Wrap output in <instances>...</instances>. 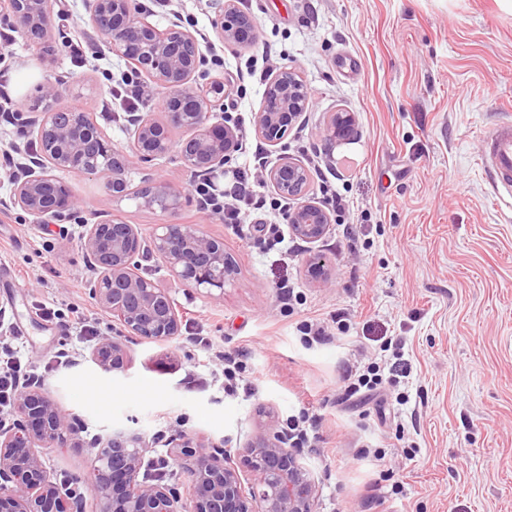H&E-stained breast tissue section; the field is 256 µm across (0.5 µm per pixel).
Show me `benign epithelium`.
<instances>
[{
	"label": "benign epithelium",
	"instance_id": "benign-epithelium-1",
	"mask_svg": "<svg viewBox=\"0 0 512 512\" xmlns=\"http://www.w3.org/2000/svg\"><path fill=\"white\" fill-rule=\"evenodd\" d=\"M66 17L64 0H0V18L13 23L43 61L50 60L49 16L53 5ZM93 30L103 36L113 53L127 61L139 76L135 92L145 112L128 113V149L112 147L90 113L62 103L68 86L48 80L31 112L21 119L39 144L9 175L13 190L0 201L3 208L19 207L38 224H54L78 207L71 187L59 171L87 175L108 174L107 194L114 199L134 196L151 209L171 213L182 193L161 176L146 177L131 187L137 162L147 163L170 153L192 176H210L224 167L240 139L238 129L217 119L229 89L214 80L205 85L195 77L203 53L197 36L180 23L160 29L141 17L137 0H89ZM212 28L219 42L246 46L256 39L254 20L235 4L215 12ZM165 90L155 117L151 104ZM311 100L307 85L292 66L275 68L265 80L260 108L254 113L256 135L277 146L288 130L302 120ZM183 132L174 139L173 132ZM350 113L332 115L326 136L353 133ZM263 180L280 197L295 201L288 210L291 233L315 242L331 230L330 214L307 199L310 173L299 161L280 157L261 170ZM80 247L94 276L88 294L129 336L147 342H166L179 335L181 319L171 289L139 273L138 258L148 253L167 268L172 280L207 294L219 291L236 274L224 240L202 233L193 224L156 225L149 240L133 224L103 219L86 225ZM92 360L105 372L124 370V345L102 337ZM80 420L31 380L14 398L13 407L0 415V512H87L83 487L94 499L95 512H316L317 489L312 475L288 448L282 433L263 434L245 445L250 475L240 471L225 453L204 439L177 428L179 442L171 455L187 474L186 496L160 481L145 478L142 469L152 443L143 436L114 429L105 438L86 444L77 435ZM92 449V470L59 485L47 466L46 448Z\"/></svg>",
	"mask_w": 512,
	"mask_h": 512
}]
</instances>
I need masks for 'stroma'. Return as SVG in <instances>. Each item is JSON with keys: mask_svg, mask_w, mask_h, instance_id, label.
<instances>
[{"mask_svg": "<svg viewBox=\"0 0 512 512\" xmlns=\"http://www.w3.org/2000/svg\"><path fill=\"white\" fill-rule=\"evenodd\" d=\"M140 2L159 28L177 17L212 32L215 0ZM67 3L68 20L50 27V65L0 21L10 36L0 44V92L12 104L0 112L2 198L12 145L36 146L15 115L28 111L42 80H63L65 104L90 107L113 147L129 144L119 96L129 67L92 30L87 0ZM237 4L256 22L254 46L204 48L198 81L245 86L235 110L249 121L269 70L299 68L311 106L276 152L308 164L313 201L325 203L327 184L346 199L343 223L315 243L289 234L272 246L254 225L201 210L196 196L165 216L131 197L112 200L105 176L64 173L79 199L67 237L22 209L0 212V360L20 358L81 419L83 438L138 432L156 459L168 457L178 424L236 461L252 435L283 431L289 416L309 410L315 440L296 454L316 480L317 512H512V223L502 221L477 163L484 131L512 116V0ZM335 112L353 113L355 130L329 141L323 130ZM99 216L146 238L166 220L196 225L223 238L238 273L219 299L143 259V272L171 288L181 333L160 344L122 336L88 295L79 237ZM315 258L327 283L307 273ZM286 279L297 293L290 310L278 299ZM339 317L348 333L302 341V320ZM85 324L93 333L83 334ZM199 334L210 350L195 345ZM102 336L121 338L125 372L92 363ZM383 336L411 371L403 411L392 390L379 401L345 390L343 376L357 364L390 367ZM228 354L245 366L232 393L224 390Z\"/></svg>", "mask_w": 512, "mask_h": 512, "instance_id": "35a3bbf8", "label": "stroma"}]
</instances>
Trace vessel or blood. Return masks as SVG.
<instances>
[{
  "label": "vessel or blood",
  "mask_w": 512,
  "mask_h": 512,
  "mask_svg": "<svg viewBox=\"0 0 512 512\" xmlns=\"http://www.w3.org/2000/svg\"><path fill=\"white\" fill-rule=\"evenodd\" d=\"M481 156L490 191L502 204L501 216L512 221V122L502 121L488 129Z\"/></svg>",
  "instance_id": "obj_1"
}]
</instances>
